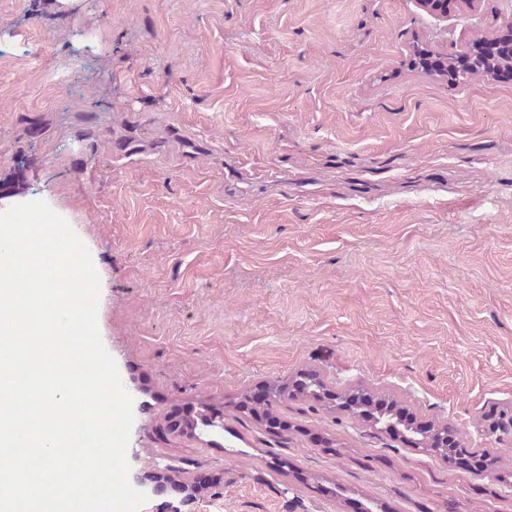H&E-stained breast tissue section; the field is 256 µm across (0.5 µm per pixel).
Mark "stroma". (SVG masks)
Here are the masks:
<instances>
[{
	"label": "stroma",
	"instance_id": "obj_1",
	"mask_svg": "<svg viewBox=\"0 0 512 512\" xmlns=\"http://www.w3.org/2000/svg\"><path fill=\"white\" fill-rule=\"evenodd\" d=\"M502 0H0V199L66 211L132 399L131 470L210 482L182 512H512L496 476L246 404L304 370L451 421L512 422V82L425 74ZM224 418L219 432L168 420ZM420 9L438 19H448L450 13L475 9L484 0H415Z\"/></svg>",
	"mask_w": 512,
	"mask_h": 512
}]
</instances>
